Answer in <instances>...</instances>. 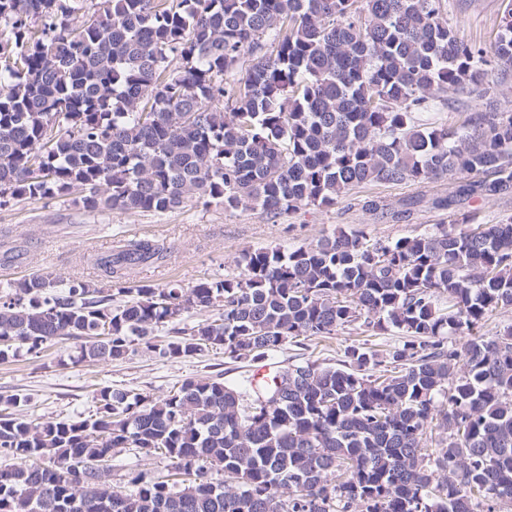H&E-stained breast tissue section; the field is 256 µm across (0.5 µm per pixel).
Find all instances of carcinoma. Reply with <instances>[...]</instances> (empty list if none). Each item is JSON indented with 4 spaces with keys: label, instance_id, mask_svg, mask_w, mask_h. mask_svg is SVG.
I'll list each match as a JSON object with an SVG mask.
<instances>
[{
    "label": "carcinoma",
    "instance_id": "cac0c4a2",
    "mask_svg": "<svg viewBox=\"0 0 512 512\" xmlns=\"http://www.w3.org/2000/svg\"><path fill=\"white\" fill-rule=\"evenodd\" d=\"M0 207L59 199L88 216L195 199L275 220L366 183L468 181L433 206L512 191V113L475 111L486 51L441 0H0ZM512 72V9L492 45ZM458 124L421 118L448 93ZM164 248L132 238L96 281L0 286V360L59 339L77 360L219 350L253 363L358 322L404 341L349 345L241 389L221 374L162 398L101 388L86 418L0 398V512H496L512 502V220L386 241L341 231L260 247L235 276L123 285ZM448 300V308L440 306ZM218 317L187 322L186 314ZM167 339L158 342V333ZM457 335L461 342L448 337ZM443 433L435 446L428 435ZM118 448L168 459L129 489L89 481Z\"/></svg>",
    "mask_w": 512,
    "mask_h": 512
}]
</instances>
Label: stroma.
Masks as SVG:
<instances>
[{"mask_svg": "<svg viewBox=\"0 0 512 512\" xmlns=\"http://www.w3.org/2000/svg\"><path fill=\"white\" fill-rule=\"evenodd\" d=\"M512 0H442L449 24L459 27L472 43L491 47L502 11ZM459 182L445 179L427 184L373 183L351 191L328 208L306 207L270 220L261 210L242 206L230 211L200 201L164 213L114 212L95 218L85 216L70 203H19L0 208V284L32 274L94 280L97 256L111 252L116 234L156 240L166 250L157 264H142L129 270L128 284L162 286L172 280L193 285L200 277H224L237 272L236 258L258 247L293 250L316 244L323 236L342 228L370 237L393 241L431 232L435 225H451L470 216L476 224H497L512 219V193L466 201L459 211H437L431 201L454 193ZM378 199L393 208L410 204L408 219L394 221L365 210L364 203ZM370 342L385 349L400 343L398 332L371 335L366 327L352 325L337 335L308 341L306 347L288 344L271 356L277 368L310 359L336 364L351 344ZM68 349L56 346L39 356L20 354L0 360V395H27V415L67 418L89 416L95 411V393L104 386L134 389L161 398L189 377L222 374L236 384L250 376V362H232L222 351H206L178 361L142 351L120 361L84 360L69 363ZM160 456L140 457L125 448L112 457V483L126 489L131 471L155 475L165 471Z\"/></svg>", "mask_w": 512, "mask_h": 512, "instance_id": "obj_1", "label": "stroma"}]
</instances>
